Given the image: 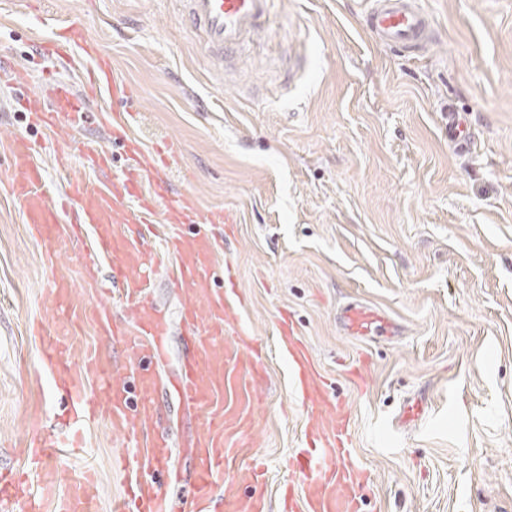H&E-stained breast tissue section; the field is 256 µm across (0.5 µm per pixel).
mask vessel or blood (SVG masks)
Segmentation results:
<instances>
[{
	"mask_svg": "<svg viewBox=\"0 0 512 512\" xmlns=\"http://www.w3.org/2000/svg\"><path fill=\"white\" fill-rule=\"evenodd\" d=\"M190 22L204 31L210 52L230 56L240 51L243 36L261 28L271 0H186ZM371 37L380 44L414 50L429 41L433 23L419 0H373L368 13ZM39 57L51 66L32 96L20 97L33 122L56 127L65 123L89 126L94 102L102 94L124 103L125 111L112 115V143L123 152L125 169L108 186L83 179L70 183L67 196L73 219L90 229L93 243L82 256L80 272L89 288L107 279L110 293L132 310L130 324L114 322L111 308L99 304L95 321L121 354L110 357L82 349L73 340L86 312L73 300L72 272L59 264L61 254L72 250L73 236L61 227L60 212L45 190L46 176L35 163L27 138L15 137L10 147L8 191L23 213L30 233L47 246V286L52 298V328L40 332L36 347L37 364L49 373L66 394L75 421L92 422L107 413L112 428L129 439L138 453L121 464L125 496L113 512H173L164 490L179 480L165 436L153 433L158 418V368L166 359L170 328L149 298L148 283L165 256L176 260V281L181 295V317L192 348L180 372L169 384L184 407L196 414V423L185 451L196 464L191 495L197 512H207L214 501L224 503L225 512H266L262 495L242 496L241 484L258 483L263 471L257 464H245L243 449L228 448L224 437L229 428L241 427V415L228 407L240 400L243 389L235 369L256 367L259 351L248 331H241L233 347L224 345V320L232 310L229 292L213 288L214 258L222 240L206 233L186 235L181 224H224L220 213L202 215L186 194L173 192L159 172L166 147L146 150L128 135L134 119V92L119 81L109 58L101 55L86 39V23L76 19L59 30L56 38L36 44ZM82 167L107 174L112 155L106 150H82ZM161 212L162 221L176 230L164 238V252L148 244L145 218ZM108 275H101V265ZM341 320L348 331L361 335L386 332L385 319L358 306L346 307ZM280 350L287 356L293 373V387L312 425L308 431L313 445L300 449L290 468L306 481L304 493L295 485L282 487L281 512H358V492L365 473L353 461L349 415L342 403L328 402L324 380L306 345L296 337L290 315L278 321ZM135 379L127 388L125 375ZM57 443L40 424H33L25 441L27 463L35 469L56 453ZM43 499L53 512H93L97 488L85 475H75L64 493H56L52 478L42 482ZM26 486L16 473L0 470V512H7Z\"/></svg>",
	"mask_w": 512,
	"mask_h": 512,
	"instance_id": "1",
	"label": "vessel or blood"
}]
</instances>
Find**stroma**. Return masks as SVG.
<instances>
[{
    "mask_svg": "<svg viewBox=\"0 0 512 512\" xmlns=\"http://www.w3.org/2000/svg\"><path fill=\"white\" fill-rule=\"evenodd\" d=\"M434 26L425 49L397 50L366 28L369 0H273L265 29L231 58L208 55L182 0H0V58L23 63L68 16L138 90L130 128L145 149L174 142L163 175L200 212L228 213L220 266L236 283L232 344L245 322L262 346L251 426L236 445L266 470L275 503L306 447L309 418L277 348L291 313L352 415L354 463L370 480L360 512H512V0H423ZM0 75V179L10 142L28 138L65 204L75 178L105 184L54 148V136ZM471 142L448 140V108ZM69 223L70 214H61ZM44 243L0 186V467L40 479L19 450L29 421L58 438L65 396L37 371L30 329L51 318ZM151 294L172 328L161 377L182 350L179 292L169 269ZM376 311L392 334L345 333L347 305ZM158 429L176 448L175 512H195L188 416L162 389ZM82 449L48 460L57 492L90 471L96 512L123 491L114 461L123 435L100 416Z\"/></svg>",
    "mask_w": 512,
    "mask_h": 512,
    "instance_id": "35a3bbf8",
    "label": "stroma"
}]
</instances>
